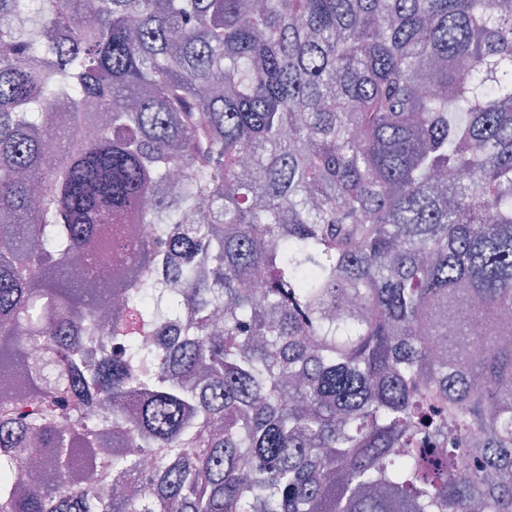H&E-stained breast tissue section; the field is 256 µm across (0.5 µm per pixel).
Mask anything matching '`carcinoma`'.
Returning a JSON list of instances; mask_svg holds the SVG:
<instances>
[{"label":"carcinoma","instance_id":"cac0c4a2","mask_svg":"<svg viewBox=\"0 0 512 512\" xmlns=\"http://www.w3.org/2000/svg\"><path fill=\"white\" fill-rule=\"evenodd\" d=\"M37 2L0 512H512V0Z\"/></svg>","mask_w":512,"mask_h":512}]
</instances>
